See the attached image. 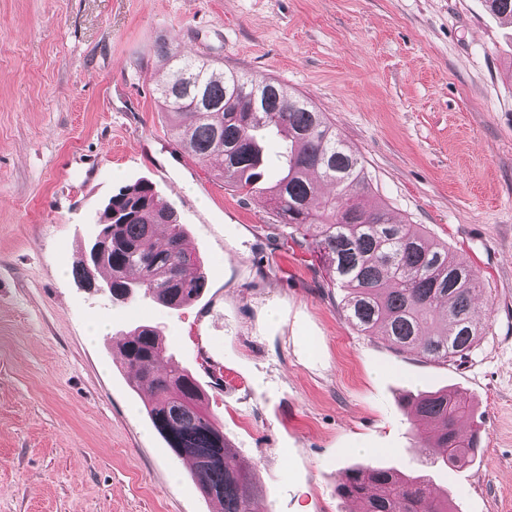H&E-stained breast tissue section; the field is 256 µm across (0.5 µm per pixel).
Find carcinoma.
I'll use <instances>...</instances> for the list:
<instances>
[{
	"label": "carcinoma",
	"mask_w": 512,
	"mask_h": 512,
	"mask_svg": "<svg viewBox=\"0 0 512 512\" xmlns=\"http://www.w3.org/2000/svg\"><path fill=\"white\" fill-rule=\"evenodd\" d=\"M493 16L512 24V0H484ZM156 56L167 70L157 89L172 139L201 161H220L218 177L245 198L266 195L279 223L292 229L295 244L319 254L329 284L342 289L348 321L366 336L381 333L389 347L413 349L438 363L465 360L481 336L473 295V269L415 224L396 222L372 201L371 179L362 158L336 132L312 101L286 85L190 54L163 39ZM209 109L202 112L196 99ZM280 137L277 174L268 179L265 141ZM117 215L112 229L108 276L82 268L88 288L112 283V301L132 302L143 293L179 309L199 299L208 284L196 248L183 224L167 225L165 244L155 240L157 217L172 211L148 180L112 193ZM116 356L134 372L133 388L156 396L147 409L166 447L193 461L194 480L224 512H252L248 472L228 450L224 430L203 409L205 393L181 366L159 331L138 325L120 335ZM421 433L416 448L437 462L467 466L478 452L472 435L459 431L471 415L458 391L421 393L408 400ZM337 493L355 498L362 512H456L446 495L433 492L424 476L396 467L363 465L342 472Z\"/></svg>",
	"instance_id": "carcinoma-1"
}]
</instances>
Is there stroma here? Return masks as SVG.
<instances>
[{"label": "stroma", "mask_w": 512, "mask_h": 512, "mask_svg": "<svg viewBox=\"0 0 512 512\" xmlns=\"http://www.w3.org/2000/svg\"><path fill=\"white\" fill-rule=\"evenodd\" d=\"M163 37L309 97L375 202L474 267L465 362L358 333L263 194L172 141ZM141 178L209 273L178 310L78 278L103 205ZM140 323L195 374L254 512H353L336 477L358 463L430 476L458 512H512V25L483 0H0V512H215L114 357ZM439 389L474 403L463 468L413 448L403 398Z\"/></svg>", "instance_id": "35a3bbf8"}]
</instances>
